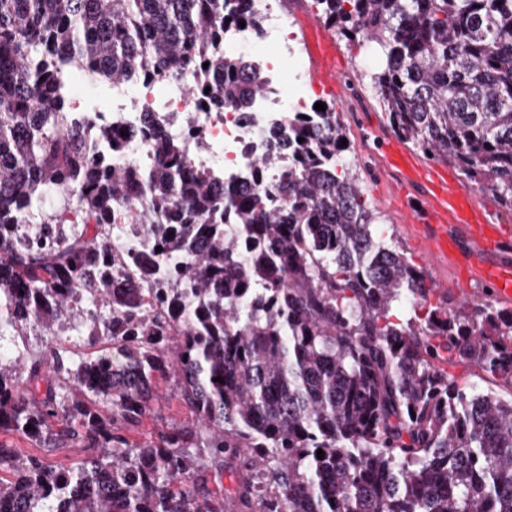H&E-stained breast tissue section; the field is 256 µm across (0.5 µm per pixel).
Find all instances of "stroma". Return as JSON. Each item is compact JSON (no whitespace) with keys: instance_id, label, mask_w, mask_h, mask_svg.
Wrapping results in <instances>:
<instances>
[{"instance_id":"1","label":"stroma","mask_w":512,"mask_h":512,"mask_svg":"<svg viewBox=\"0 0 512 512\" xmlns=\"http://www.w3.org/2000/svg\"><path fill=\"white\" fill-rule=\"evenodd\" d=\"M328 33L335 36L341 58L347 67L342 90L334 105L346 126L351 152L357 159L355 175L369 203L377 209L388 235L412 257L426 274L428 283L438 293L456 298L459 283L455 274L449 269L447 261L440 257H429L416 244L413 226L402 222L397 215L391 183L378 177L379 161L369 152L360 137L359 127L365 121L382 133L391 131L385 111L378 102L368 77V71L375 67L376 60L366 48L338 36L336 28H329Z\"/></svg>"}]
</instances>
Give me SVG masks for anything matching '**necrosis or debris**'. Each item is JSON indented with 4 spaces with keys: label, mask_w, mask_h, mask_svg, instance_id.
<instances>
[{
    "label": "necrosis or debris",
    "mask_w": 512,
    "mask_h": 512,
    "mask_svg": "<svg viewBox=\"0 0 512 512\" xmlns=\"http://www.w3.org/2000/svg\"><path fill=\"white\" fill-rule=\"evenodd\" d=\"M251 6L261 18L260 32L234 26L224 31L226 54L237 55L243 44H250V59L264 77L261 93L253 96L248 107L203 106L193 80L187 78L161 88L149 80L113 90L108 111L94 114L88 108L84 82L69 81L74 116H94L113 134L123 135L126 149L113 157V164L138 168L152 163L151 139L142 132L146 115L152 112L161 116L168 135L182 141L192 168L229 176L258 164L267 141L287 131L289 113L313 111L312 82L293 44L287 15L271 0H251ZM289 72L294 82L286 81Z\"/></svg>",
    "instance_id": "obj_1"
}]
</instances>
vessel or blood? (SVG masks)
<instances>
[{
    "instance_id": "b4317fda",
    "label": "vessel or blood",
    "mask_w": 512,
    "mask_h": 512,
    "mask_svg": "<svg viewBox=\"0 0 512 512\" xmlns=\"http://www.w3.org/2000/svg\"><path fill=\"white\" fill-rule=\"evenodd\" d=\"M305 39L319 90L335 94L345 76L336 64L335 41L315 23L307 25ZM385 145L386 167L398 176V215L414 225L417 243L447 259L460 285L484 282L496 303L511 305L512 263H496L492 257L512 248V228L495 223L490 206L462 190L447 167L423 164L397 139L386 140Z\"/></svg>"
}]
</instances>
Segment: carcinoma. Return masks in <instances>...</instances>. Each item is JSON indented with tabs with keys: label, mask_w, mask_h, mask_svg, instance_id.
<instances>
[{
	"label": "carcinoma",
	"mask_w": 512,
	"mask_h": 512,
	"mask_svg": "<svg viewBox=\"0 0 512 512\" xmlns=\"http://www.w3.org/2000/svg\"><path fill=\"white\" fill-rule=\"evenodd\" d=\"M316 6L376 54L391 129L512 211V0ZM241 21L259 27L247 0H0V342L77 322L110 345H0V433L91 451L66 467L0 441V512H512V311L452 304L386 240L336 108L229 180L162 135L150 166H115L123 142L71 114L76 64L114 84L189 71L205 102L246 106L259 72L221 41ZM125 208L140 252L112 240ZM457 365L505 393L467 392ZM158 378L194 426L131 440Z\"/></svg>",
	"instance_id": "cac0c4a2"
}]
</instances>
